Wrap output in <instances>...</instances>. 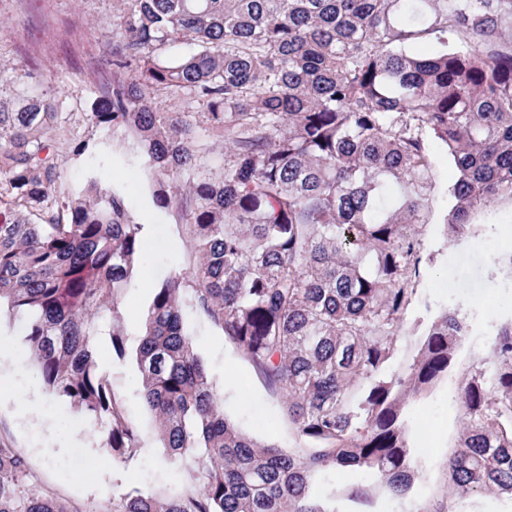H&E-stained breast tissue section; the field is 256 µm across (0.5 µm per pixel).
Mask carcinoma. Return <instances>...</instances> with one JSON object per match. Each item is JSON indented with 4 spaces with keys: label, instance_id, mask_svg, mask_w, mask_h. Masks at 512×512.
Segmentation results:
<instances>
[{
    "label": "carcinoma",
    "instance_id": "cac0c4a2",
    "mask_svg": "<svg viewBox=\"0 0 512 512\" xmlns=\"http://www.w3.org/2000/svg\"><path fill=\"white\" fill-rule=\"evenodd\" d=\"M112 72L84 113L120 132L144 164L152 199L184 210L195 261L152 291L135 360L166 461L196 466L198 486L137 492L118 512H335L315 493L329 468L360 471L406 495L419 476L409 406L445 377L471 334L442 310L423 327L402 375L389 372L422 275L433 154L455 179L446 239L477 240L512 212V0H116ZM453 31L457 46L414 43ZM188 42L194 50L168 55ZM28 71L0 101V318L23 323L21 347L45 392L104 426L99 447L142 448L97 366L95 336L112 327L140 264L143 225L125 193L89 171L62 180L60 92ZM186 92L206 111L159 104ZM224 139L217 177L198 174L197 118ZM204 315L281 401L296 444L241 429L185 324ZM460 431L445 463L457 499L512 501V318L488 359L461 374ZM26 464L0 448V512H73L23 488Z\"/></svg>",
    "mask_w": 512,
    "mask_h": 512
}]
</instances>
